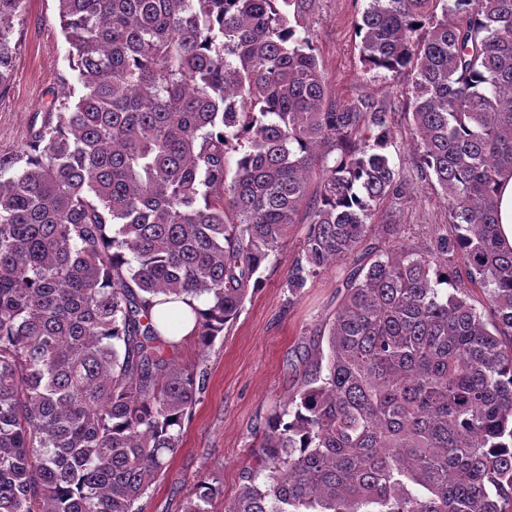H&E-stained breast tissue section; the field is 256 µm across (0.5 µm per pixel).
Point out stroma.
Here are the masks:
<instances>
[{
    "instance_id": "35a3bbf8",
    "label": "stroma",
    "mask_w": 512,
    "mask_h": 512,
    "mask_svg": "<svg viewBox=\"0 0 512 512\" xmlns=\"http://www.w3.org/2000/svg\"><path fill=\"white\" fill-rule=\"evenodd\" d=\"M364 7L365 0H317L306 25L333 99L369 95L391 112L393 162L412 181L419 157L406 113L408 92L384 72L364 73L355 35ZM13 44L14 78L0 90V156L15 154L46 122L52 91L78 85L56 0H26L15 20ZM396 216L403 240L411 245L432 244L449 228L437 189L424 183ZM306 230L303 224L292 226L286 245L262 270V288L247 296L236 321L211 346L187 338L171 350L176 364L204 376L205 386L184 422L178 451L140 500L141 512H182L201 480L220 484L210 510L224 512L253 462L255 430L286 409L296 393L302 360L313 353L320 328L336 310L344 273L336 266L309 280L301 296H289L283 283Z\"/></svg>"
}]
</instances>
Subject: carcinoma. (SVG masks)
I'll use <instances>...</instances> for the list:
<instances>
[{
  "label": "carcinoma",
  "instance_id": "1",
  "mask_svg": "<svg viewBox=\"0 0 512 512\" xmlns=\"http://www.w3.org/2000/svg\"><path fill=\"white\" fill-rule=\"evenodd\" d=\"M57 2L79 93L0 156V512H136L203 389L155 298L208 296L211 345L302 213L291 297L346 264L328 353L254 433L225 512H512V0H366L357 24L364 72L408 88L419 180L448 208L423 247L393 219L369 241L418 185L390 113L330 99L315 0ZM23 8L0 0V88ZM217 492L198 482L183 512ZM498 218L501 238L509 247H512V177L501 181Z\"/></svg>",
  "mask_w": 512,
  "mask_h": 512
}]
</instances>
